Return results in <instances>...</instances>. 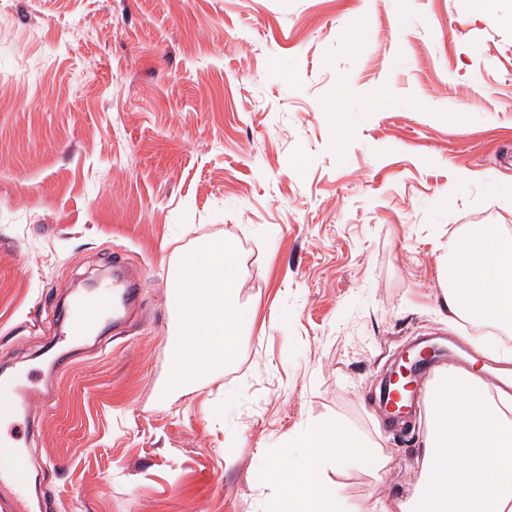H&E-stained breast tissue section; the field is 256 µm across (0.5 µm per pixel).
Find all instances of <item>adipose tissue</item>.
Instances as JSON below:
<instances>
[{
  "mask_svg": "<svg viewBox=\"0 0 512 512\" xmlns=\"http://www.w3.org/2000/svg\"><path fill=\"white\" fill-rule=\"evenodd\" d=\"M444 249V310L511 326L512 237L499 225L485 224L449 238ZM231 254L224 243L211 241L171 267V299L179 317L169 390L188 388L237 348L248 315ZM425 409L418 480L381 512H512V396L493 391L475 371H443L428 387ZM303 445L299 462L270 470L285 490L281 512H343L326 469L360 458L381 465L375 441L338 421L310 424Z\"/></svg>",
  "mask_w": 512,
  "mask_h": 512,
  "instance_id": "adipose-tissue-1",
  "label": "adipose tissue"
}]
</instances>
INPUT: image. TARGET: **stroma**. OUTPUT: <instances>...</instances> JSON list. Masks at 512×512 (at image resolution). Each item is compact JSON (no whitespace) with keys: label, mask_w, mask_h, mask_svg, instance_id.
I'll return each mask as SVG.
<instances>
[{"label":"stroma","mask_w":512,"mask_h":512,"mask_svg":"<svg viewBox=\"0 0 512 512\" xmlns=\"http://www.w3.org/2000/svg\"><path fill=\"white\" fill-rule=\"evenodd\" d=\"M0 0V368L42 370L63 300L139 271L140 326L35 399L48 512H274L314 421L386 459L327 469L345 512L415 484L425 412L377 394L442 311L441 242L512 234V0ZM237 255L223 372L165 392L171 263Z\"/></svg>","instance_id":"1"}]
</instances>
